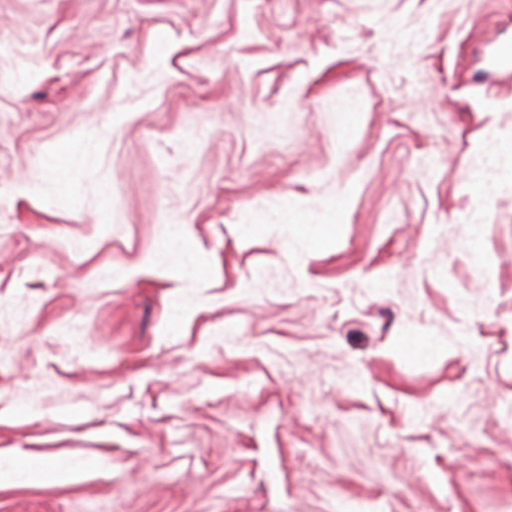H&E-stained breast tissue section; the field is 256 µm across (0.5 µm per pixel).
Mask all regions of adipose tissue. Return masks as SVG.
Listing matches in <instances>:
<instances>
[{"label":"adipose tissue","mask_w":512,"mask_h":512,"mask_svg":"<svg viewBox=\"0 0 512 512\" xmlns=\"http://www.w3.org/2000/svg\"><path fill=\"white\" fill-rule=\"evenodd\" d=\"M325 213L326 221L322 224L295 222L289 219L288 212L284 209L264 214L262 221L280 225L290 248L307 251L324 242L334 227L335 206H326ZM154 259L190 280L196 279L200 268L198 253L187 243L182 227L178 224L164 225ZM111 468L112 460L106 456L92 457L74 464L50 466L30 455L0 454V489L18 485L70 484L88 474L108 471Z\"/></svg>","instance_id":"1"}]
</instances>
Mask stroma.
<instances>
[{
	"instance_id": "stroma-1",
	"label": "stroma",
	"mask_w": 512,
	"mask_h": 512,
	"mask_svg": "<svg viewBox=\"0 0 512 512\" xmlns=\"http://www.w3.org/2000/svg\"><path fill=\"white\" fill-rule=\"evenodd\" d=\"M503 45L512 0H0V451L112 460L0 512H512ZM26 188H31L42 196L53 198L58 193V186L55 180L49 174V165L45 163L38 164L27 177ZM326 224H300L288 217V208L279 209L264 214L262 223L280 224L285 239L290 248L295 250H310L319 243L324 242L330 235L333 223L336 221V208L333 205H326ZM179 224L163 226L156 254L151 258L158 261L181 277L195 280L197 271H202L198 262V253L187 242Z\"/></svg>"
}]
</instances>
